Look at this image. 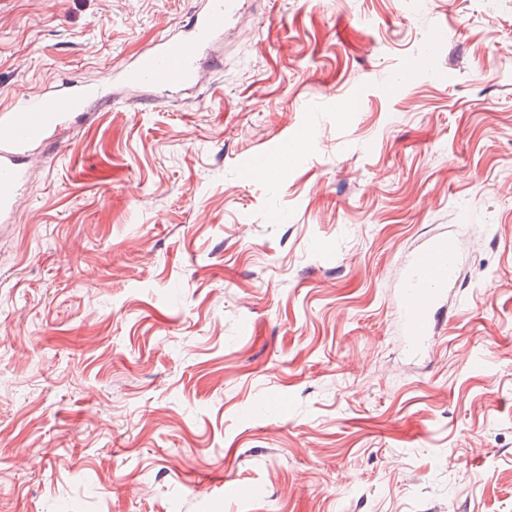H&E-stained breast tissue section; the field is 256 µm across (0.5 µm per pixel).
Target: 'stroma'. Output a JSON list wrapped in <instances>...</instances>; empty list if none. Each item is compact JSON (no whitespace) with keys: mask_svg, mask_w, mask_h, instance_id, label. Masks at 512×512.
Segmentation results:
<instances>
[{"mask_svg":"<svg viewBox=\"0 0 512 512\" xmlns=\"http://www.w3.org/2000/svg\"><path fill=\"white\" fill-rule=\"evenodd\" d=\"M202 4L0 0V103ZM212 53L60 131L0 223V512H512V0H238ZM457 252V240L444 236L412 257L411 267L420 281L403 287L401 302L403 322L408 338L414 344H420L429 332L436 296L456 274Z\"/></svg>","mask_w":512,"mask_h":512,"instance_id":"35a3bbf8","label":"stroma"}]
</instances>
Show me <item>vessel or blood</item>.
I'll use <instances>...</instances> for the list:
<instances>
[{
    "label": "vessel or blood",
    "mask_w": 512,
    "mask_h": 512,
    "mask_svg": "<svg viewBox=\"0 0 512 512\" xmlns=\"http://www.w3.org/2000/svg\"><path fill=\"white\" fill-rule=\"evenodd\" d=\"M227 0H209L195 14L189 34L164 38L122 76L107 75L102 86L75 81L16 95L0 105V221H9L27 177L25 165L33 148L43 146L58 131L80 120L101 102L103 85L119 83L146 90L171 91L195 84L202 69L212 66L209 50L224 33ZM458 243L444 236L418 250L411 267L415 285L402 289V318L413 343H421L431 323L435 299L456 273Z\"/></svg>",
    "instance_id": "obj_1"
}]
</instances>
